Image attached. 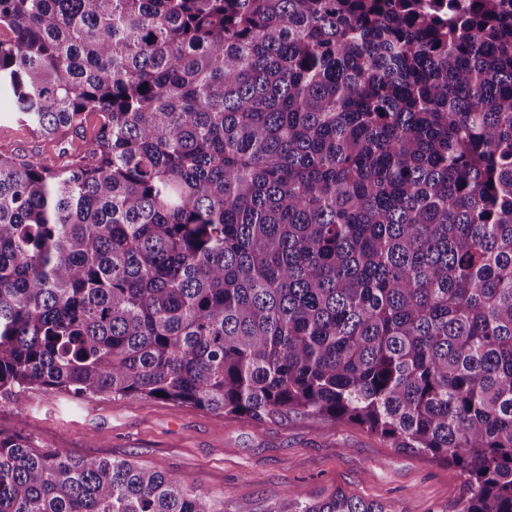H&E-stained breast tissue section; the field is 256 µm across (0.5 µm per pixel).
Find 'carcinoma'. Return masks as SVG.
<instances>
[{
    "label": "carcinoma",
    "mask_w": 512,
    "mask_h": 512,
    "mask_svg": "<svg viewBox=\"0 0 512 512\" xmlns=\"http://www.w3.org/2000/svg\"><path fill=\"white\" fill-rule=\"evenodd\" d=\"M0 94L63 159L0 152V391L355 423L512 512V0H0ZM0 512L214 509L0 430Z\"/></svg>",
    "instance_id": "carcinoma-1"
}]
</instances>
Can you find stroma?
<instances>
[{"mask_svg":"<svg viewBox=\"0 0 512 512\" xmlns=\"http://www.w3.org/2000/svg\"><path fill=\"white\" fill-rule=\"evenodd\" d=\"M40 140L0 96V150L32 154ZM0 429L77 456L132 458L190 474L215 512H285L286 494L341 491L393 512H458L464 477L426 455L394 448L353 423L289 414L254 422L158 399L0 392Z\"/></svg>","mask_w":512,"mask_h":512,"instance_id":"obj_1","label":"stroma"}]
</instances>
